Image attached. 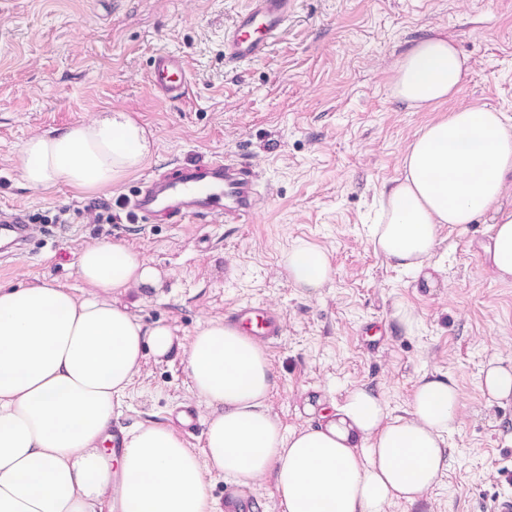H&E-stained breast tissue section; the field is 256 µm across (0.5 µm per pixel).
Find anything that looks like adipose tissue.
Returning <instances> with one entry per match:
<instances>
[{
  "label": "adipose tissue",
  "instance_id": "1",
  "mask_svg": "<svg viewBox=\"0 0 512 512\" xmlns=\"http://www.w3.org/2000/svg\"><path fill=\"white\" fill-rule=\"evenodd\" d=\"M467 60L441 35L416 42L399 60L395 97L420 108L447 101L466 81ZM152 134L129 113L37 134L18 154L26 186L59 182L107 190L155 153ZM512 175V119L462 107L424 126L404 156L402 178L383 192L373 230L377 252L419 276L431 266L442 225L492 214L486 260L512 281V209H502ZM290 282L315 291L332 276L327 254L301 240L283 255ZM85 297L42 282L0 286V512H214L207 481L240 488L273 474L285 512H386L412 505L448 470V436L459 426L460 395L445 375L423 376L408 407L388 410L372 387L350 389L316 425L284 432L267 405L273 385L263 348L220 321L186 350L192 388L209 410L205 450L195 455L160 422L129 430L108 451L117 405L146 353L171 354L165 325H144L115 293L161 286L155 267L112 242L84 248L76 261Z\"/></svg>",
  "mask_w": 512,
  "mask_h": 512
}]
</instances>
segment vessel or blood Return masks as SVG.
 <instances>
[{
    "label": "vessel or blood",
    "mask_w": 512,
    "mask_h": 512,
    "mask_svg": "<svg viewBox=\"0 0 512 512\" xmlns=\"http://www.w3.org/2000/svg\"><path fill=\"white\" fill-rule=\"evenodd\" d=\"M292 0H246L234 28L224 37V59L231 64L260 58L269 43L285 27ZM149 81L166 99L183 98L189 76L180 58L157 52L150 66ZM126 215L167 223L203 220L223 212L226 222L239 224L254 217L262 207L256 175L247 163L217 156L201 164H181L175 171L143 180L139 190L125 200ZM30 241L29 227L21 210L0 212V243L21 254ZM225 322L243 334L274 343L282 334V322L266 305H243L225 316Z\"/></svg>",
    "instance_id": "vessel-or-blood-1"
}]
</instances>
